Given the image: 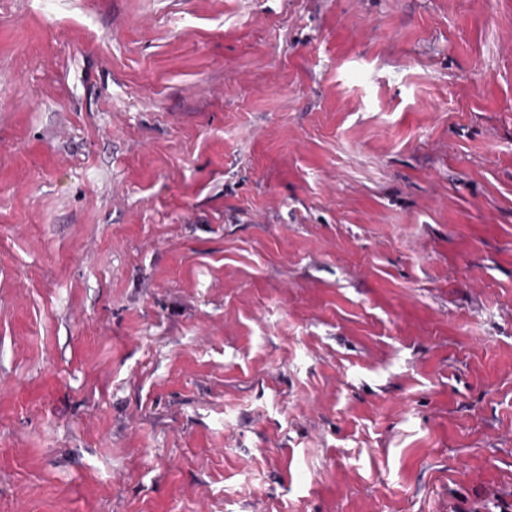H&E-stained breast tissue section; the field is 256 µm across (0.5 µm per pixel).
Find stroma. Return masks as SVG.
Wrapping results in <instances>:
<instances>
[{
    "label": "stroma",
    "mask_w": 512,
    "mask_h": 512,
    "mask_svg": "<svg viewBox=\"0 0 512 512\" xmlns=\"http://www.w3.org/2000/svg\"><path fill=\"white\" fill-rule=\"evenodd\" d=\"M0 512H512V0H0Z\"/></svg>",
    "instance_id": "1"
}]
</instances>
